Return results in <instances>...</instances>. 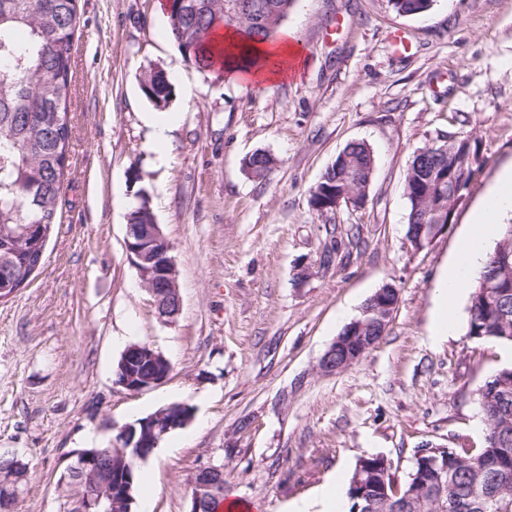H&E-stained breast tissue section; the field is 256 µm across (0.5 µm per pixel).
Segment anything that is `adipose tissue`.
Masks as SVG:
<instances>
[{"instance_id":"obj_1","label":"adipose tissue","mask_w":512,"mask_h":512,"mask_svg":"<svg viewBox=\"0 0 512 512\" xmlns=\"http://www.w3.org/2000/svg\"><path fill=\"white\" fill-rule=\"evenodd\" d=\"M284 42L277 45L256 43L252 46L254 55L265 58L267 66L243 68L232 71L233 79L241 82L274 83L289 75L288 67L282 66V58L298 56L294 44L295 34L284 30ZM512 214V169L504 172L498 185L486 199L482 208L473 217L469 236L463 241L453 264L443 274L439 288V309L434 321V334L447 337L454 333L456 322L454 308L457 300L468 289L473 273L483 266L485 245L497 224Z\"/></svg>"}]
</instances>
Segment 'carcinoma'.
<instances>
[{"label":"carcinoma","mask_w":512,"mask_h":512,"mask_svg":"<svg viewBox=\"0 0 512 512\" xmlns=\"http://www.w3.org/2000/svg\"><path fill=\"white\" fill-rule=\"evenodd\" d=\"M169 33L184 59L203 73L223 72L214 56L212 35L228 25L226 0H167ZM237 18L232 29L244 42L274 41L296 0H233ZM78 0H0V274L10 272L7 253L13 237L29 224H43L51 236L58 224L59 202L70 155L69 112L73 98L72 60L79 29ZM402 15L427 12L433 0H390ZM143 96L156 108H167L174 86L160 68L141 78ZM485 163L480 141L472 136L441 134L417 150L404 180L407 229L414 224H444L456 201L455 188L465 184ZM253 177L263 179L274 165L264 152L245 162ZM376 167L371 147L352 141L336 155L311 190L314 208L333 198L361 194L370 187ZM37 186L38 202L28 189ZM154 212L148 196L129 212L128 223L150 224ZM502 282L495 293L484 283ZM467 335L512 344V224L501 225L500 238L487 254L472 285ZM487 423L484 446L471 455L448 452V481L412 467L394 495L392 471L380 458L361 457L368 467V495L377 499L376 512H512V366L497 370L477 391ZM146 448H125L102 459L112 476L135 466ZM480 491L472 493L474 486ZM224 505V478L201 512H218Z\"/></svg>","instance_id":"obj_1"}]
</instances>
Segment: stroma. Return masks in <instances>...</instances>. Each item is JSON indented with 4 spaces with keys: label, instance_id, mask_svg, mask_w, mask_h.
I'll return each instance as SVG.
<instances>
[{
    "label": "stroma",
    "instance_id": "35a3bbf8",
    "mask_svg": "<svg viewBox=\"0 0 512 512\" xmlns=\"http://www.w3.org/2000/svg\"><path fill=\"white\" fill-rule=\"evenodd\" d=\"M79 11L60 220L42 267L0 301V454L28 465L16 512H70L66 454L172 403L193 417L139 461L132 512H190L209 465L223 467L228 497L287 512L360 457H386L402 482L422 444L481 447L476 393L512 365V345L467 336L465 297L454 334L432 331L441 275L512 168V0H434L418 16L389 0H298L284 23L298 64L274 84L201 74L169 37L161 0H79ZM397 30L408 51L391 43ZM152 65L191 82L193 101L149 103L139 81ZM441 133L476 135L487 163L448 229L416 251L404 177ZM354 140L376 158L364 203L316 211L312 189ZM256 151L275 159L261 180L243 168ZM142 190L175 260L172 323L125 247ZM386 284L399 298L385 336L322 373L324 352ZM138 342L171 371L130 393L114 371Z\"/></svg>",
    "mask_w": 512,
    "mask_h": 512
}]
</instances>
